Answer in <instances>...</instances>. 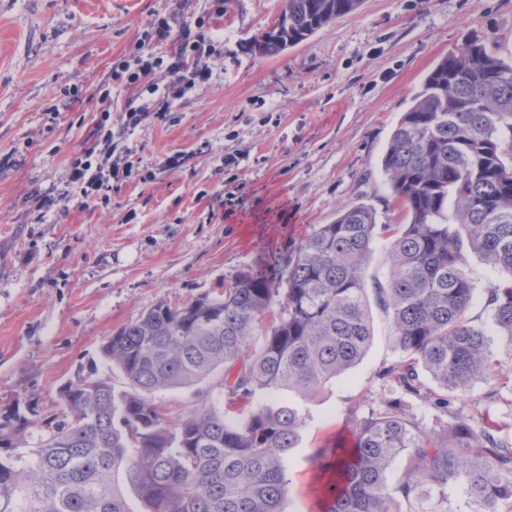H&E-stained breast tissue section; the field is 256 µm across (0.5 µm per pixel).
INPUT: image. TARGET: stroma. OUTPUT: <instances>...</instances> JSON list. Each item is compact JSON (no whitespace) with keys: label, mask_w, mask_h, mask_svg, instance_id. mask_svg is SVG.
I'll return each mask as SVG.
<instances>
[{"label":"stroma","mask_w":512,"mask_h":512,"mask_svg":"<svg viewBox=\"0 0 512 512\" xmlns=\"http://www.w3.org/2000/svg\"><path fill=\"white\" fill-rule=\"evenodd\" d=\"M167 0H0V416L32 425L0 441V457L33 455L61 418L60 389L96 373L125 380L103 353L108 336L159 302L181 304L278 261L340 205L364 204L401 224L381 158L390 136L449 51L479 38L512 60V0H363L299 45L259 55L254 37L285 0H224L212 75L167 123L128 130L139 176L110 202L66 195L67 162L89 146L95 94L111 62L141 38ZM62 114L49 122L46 112ZM191 153L166 168L167 156ZM240 154L225 169L224 156ZM362 360L302 404L309 420L290 458L283 512H307L311 455L397 397L378 371L399 357L387 317L373 313ZM223 370L152 393L165 416L222 400ZM484 385L454 405L476 428L512 436V403Z\"/></svg>","instance_id":"stroma-1"}]
</instances>
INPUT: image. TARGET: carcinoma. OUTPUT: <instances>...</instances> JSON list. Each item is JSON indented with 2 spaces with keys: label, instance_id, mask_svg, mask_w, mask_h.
<instances>
[{
  "label": "carcinoma",
  "instance_id": "1",
  "mask_svg": "<svg viewBox=\"0 0 512 512\" xmlns=\"http://www.w3.org/2000/svg\"><path fill=\"white\" fill-rule=\"evenodd\" d=\"M361 2L286 0L253 47L276 56ZM382 171L406 223L379 226L372 208L345 205L295 247L281 276L245 271L221 292L160 302L113 332L102 352L128 390L91 375L67 383L63 421L29 464L0 459V512H130L121 472L143 512H283L287 462L306 417L278 393L311 397L364 357L366 267L380 231L389 275L375 302L399 358L379 378L441 417L427 431L387 403L351 420L313 456L319 487L309 512H459L450 490L469 512H512V438L478 431L448 407L480 383L501 398L493 337L469 316L473 255L507 274L484 294L497 336L512 346V62L478 39L439 61L393 130ZM220 367L221 409L205 401L172 422L148 398ZM29 425L6 415L0 430L22 437Z\"/></svg>",
  "mask_w": 512,
  "mask_h": 512
}]
</instances>
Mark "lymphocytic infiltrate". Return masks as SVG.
<instances>
[{"mask_svg": "<svg viewBox=\"0 0 512 512\" xmlns=\"http://www.w3.org/2000/svg\"><path fill=\"white\" fill-rule=\"evenodd\" d=\"M223 39L222 29L204 21L189 23L179 9L156 14L150 32L113 62L98 89L100 116L92 144L68 160V185L73 193L95 205L108 203L112 184L133 175L134 163L122 145L127 129L147 121L166 122L178 100L209 81L211 71L203 58ZM160 69L169 77L163 85L155 81ZM116 85L127 93L124 122L118 127L110 122ZM146 93L153 95L152 104L142 103Z\"/></svg>", "mask_w": 512, "mask_h": 512, "instance_id": "obj_1", "label": "lymphocytic infiltrate"}]
</instances>
